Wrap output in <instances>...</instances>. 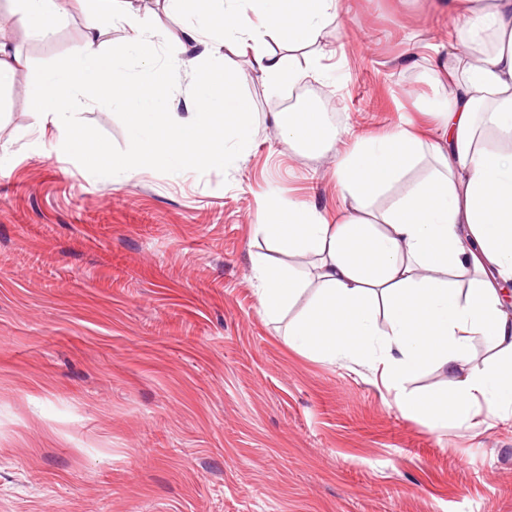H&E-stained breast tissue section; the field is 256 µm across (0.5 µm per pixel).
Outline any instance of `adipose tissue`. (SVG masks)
Instances as JSON below:
<instances>
[{"instance_id":"1","label":"adipose tissue","mask_w":512,"mask_h":512,"mask_svg":"<svg viewBox=\"0 0 512 512\" xmlns=\"http://www.w3.org/2000/svg\"><path fill=\"white\" fill-rule=\"evenodd\" d=\"M85 43L68 73L46 72L27 95L39 126L68 127L70 110L54 99L69 83L115 94L126 107L135 149L114 160L112 175L152 166L181 171L193 165L237 167L253 143L252 111L239 94L238 72L211 70L192 112L166 107L157 74L141 81L124 69L128 52L153 55L157 28L141 26L131 0H93ZM17 23L52 35L65 0H13ZM456 24L448 36V91L425 105L435 117V141L410 123L377 137L351 139L313 107L275 120L281 143L317 151L339 142L336 179L351 213L329 219L318 207L265 200L256 233L267 245L253 264L261 313L280 319L300 297L308 303L288 324L291 348L330 363L350 361L379 372L399 410L431 427L473 426L481 409L512 414V0H448ZM125 21L128 44L103 53L99 16ZM340 15V0H209L186 38L201 43V58L234 45L251 52L269 88L322 74L318 50L325 24ZM279 44L268 52V41ZM306 50L304 67L295 51ZM429 173L415 178L424 159ZM401 193H394V186ZM391 193L387 207L376 197ZM495 351L483 367L458 374L475 338ZM436 367L457 372L451 387L420 397L406 384Z\"/></svg>"}]
</instances>
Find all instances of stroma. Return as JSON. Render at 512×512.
<instances>
[{"label": "stroma", "mask_w": 512, "mask_h": 512, "mask_svg": "<svg viewBox=\"0 0 512 512\" xmlns=\"http://www.w3.org/2000/svg\"><path fill=\"white\" fill-rule=\"evenodd\" d=\"M340 2L320 42L334 77L304 78L303 94L356 135L409 119L432 137L418 106L440 91L425 58L448 48L444 0ZM136 7L164 31L152 64L183 107L193 18ZM85 34L75 6L49 42L0 14L22 60L0 87V512H512V418L431 429L372 371L289 348L287 319L260 313L259 203L350 208L335 150L279 140L292 87L225 50L253 104L247 159L118 182L68 138L128 152L122 106L91 95L69 133L40 128L26 93Z\"/></svg>", "instance_id": "35a3bbf8"}]
</instances>
